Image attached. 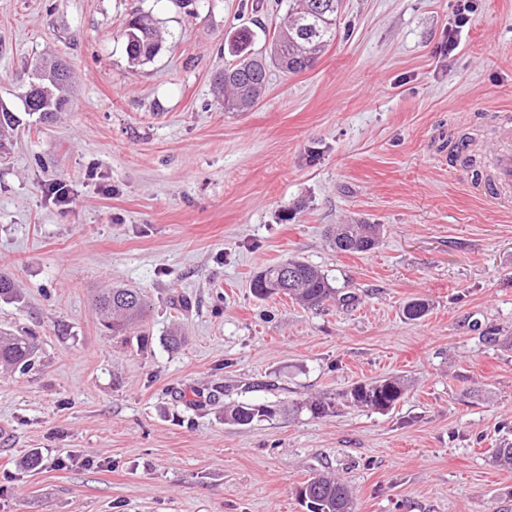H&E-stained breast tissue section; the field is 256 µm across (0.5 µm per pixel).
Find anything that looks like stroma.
<instances>
[{
    "mask_svg": "<svg viewBox=\"0 0 512 512\" xmlns=\"http://www.w3.org/2000/svg\"><path fill=\"white\" fill-rule=\"evenodd\" d=\"M343 0L314 68L271 69L265 96L228 112L213 79L224 38L288 0H0V329L33 330L39 362L0 371V512H306L318 474L355 512H512V210L451 162L512 108V0ZM164 42L125 53L135 11ZM70 66L53 121L20 96L42 58ZM71 188L68 206L46 189ZM382 227L366 253L327 230ZM299 257L356 293L345 310L260 300L262 267ZM141 289L147 343L112 335L93 299ZM429 302L419 321L411 299ZM184 342L166 346L171 331ZM384 376L408 383L379 413L340 396ZM223 387L191 408L195 392ZM336 399L333 415L225 423L233 402Z\"/></svg>",
    "mask_w": 512,
    "mask_h": 512,
    "instance_id": "stroma-1",
    "label": "stroma"
}]
</instances>
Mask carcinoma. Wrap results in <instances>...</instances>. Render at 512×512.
<instances>
[{
    "label": "carcinoma",
    "instance_id": "1",
    "mask_svg": "<svg viewBox=\"0 0 512 512\" xmlns=\"http://www.w3.org/2000/svg\"><path fill=\"white\" fill-rule=\"evenodd\" d=\"M340 5L341 0H289L287 18L274 28L266 58L253 51L254 30L242 27L230 33L225 45L231 60L216 78V89L224 95V108L243 111L256 102L266 88L271 64L291 74L311 68L336 38ZM126 37L127 56L134 65L151 61L161 49L162 39L149 14L134 12L128 21ZM68 72L69 67L61 59L35 65L27 93L38 101L42 118L47 120L66 110L67 100L62 92L69 83ZM379 239L378 224H338L331 235V245L341 253H365L373 250ZM285 265L293 273V279L288 282L280 277ZM250 288L259 299L283 293L314 310L331 298L346 309L358 302L356 294L338 291L321 270L295 258L261 268L252 277ZM98 304L104 326L114 336L124 335L139 325L146 306L142 293L130 288H110L99 297ZM428 310V302L412 299L405 304L403 316L408 321H418ZM38 349L33 332L16 335L0 331V367L25 374L34 369ZM406 391L404 379L385 377L352 386L343 400L352 406L386 411L393 408ZM302 407L313 417L324 418L333 412L336 402L320 398ZM285 410L286 407L278 404L239 402L224 407V420L237 426H249L272 419ZM299 494L310 512H353L351 491L337 477L314 476L303 483Z\"/></svg>",
    "mask_w": 512,
    "mask_h": 512
}]
</instances>
